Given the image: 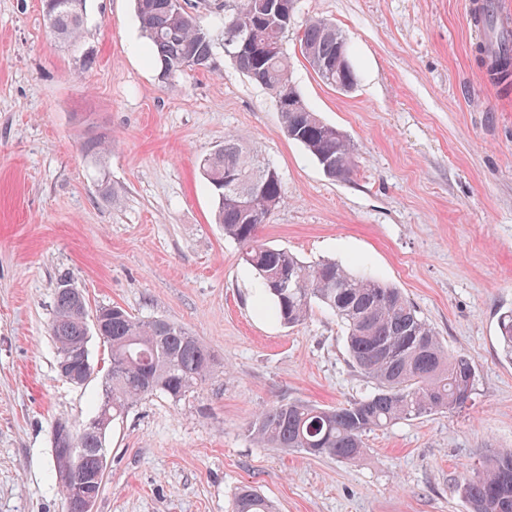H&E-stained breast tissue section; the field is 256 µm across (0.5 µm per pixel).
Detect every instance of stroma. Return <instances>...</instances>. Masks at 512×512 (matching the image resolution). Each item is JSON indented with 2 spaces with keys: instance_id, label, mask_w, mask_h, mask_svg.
Segmentation results:
<instances>
[{
  "instance_id": "1",
  "label": "stroma",
  "mask_w": 512,
  "mask_h": 512,
  "mask_svg": "<svg viewBox=\"0 0 512 512\" xmlns=\"http://www.w3.org/2000/svg\"><path fill=\"white\" fill-rule=\"evenodd\" d=\"M468 3L296 0L292 81L356 149L340 182L224 51L213 71L159 82L133 0H87L75 47L50 33L41 0H0V512H66L52 425L93 414L109 366L93 335L94 377L58 376L49 326L64 276L89 309L174 322L219 361L200 391L143 398L112 422L95 512H234L244 485L280 512H468L460 484L512 449V361L498 329L512 310V86L486 75ZM312 17L342 31L351 91L325 85L299 54ZM101 133L112 137L109 199L82 151ZM228 134L282 179L260 241L401 288L448 351L474 363L471 406L372 431L348 463L252 441L248 423L277 402L336 406L374 385L328 309L293 328L260 313L256 275L215 223L199 168Z\"/></svg>"
}]
</instances>
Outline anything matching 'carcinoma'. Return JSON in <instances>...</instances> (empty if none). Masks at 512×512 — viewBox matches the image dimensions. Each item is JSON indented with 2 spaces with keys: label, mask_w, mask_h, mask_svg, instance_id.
<instances>
[{
  "label": "carcinoma",
  "mask_w": 512,
  "mask_h": 512,
  "mask_svg": "<svg viewBox=\"0 0 512 512\" xmlns=\"http://www.w3.org/2000/svg\"><path fill=\"white\" fill-rule=\"evenodd\" d=\"M235 8L220 29L204 27L178 0H135V13L162 82L187 70L215 67L214 48L228 56L276 102L295 99L297 112L280 113L287 136L301 144L330 178L346 181L355 172V149L336 127L326 123L303 99L290 77L283 44L292 15L276 10L277 0H233ZM50 31L73 46L83 34L86 0H43ZM344 39L323 19L308 21L298 41L303 57L323 83L327 66L340 67L338 44ZM500 50L484 54L496 79H512V32L499 33ZM112 151V138L100 135L84 145L97 162ZM202 173L215 200V221L224 236L243 247L242 260L256 274L264 310L285 327L302 324L312 305L331 310L347 331L350 362L372 379L370 396L338 406L320 407L301 400L280 402L247 427L252 440L268 448L302 451L314 458L353 462L364 452V436L399 420L450 414L464 407L475 390L476 369L463 354H453L436 330L409 302L402 289L350 272L329 260L305 265L285 249L258 239L261 225L283 200L279 172L258 159L237 137L205 156ZM80 290L66 278L55 292L50 325L58 361L82 369L89 326ZM104 340L110 348L112 374L106 378L94 416L99 426L80 431L84 473L100 470L99 449L106 447L111 420L140 399L161 393L179 401L197 391L218 365L215 353L199 338L165 319L140 320L117 306L101 307ZM502 352L512 361V310L499 318ZM471 512H512V451L484 458L461 488ZM236 512H278L277 505L250 489L236 498Z\"/></svg>",
  "instance_id": "carcinoma-1"
}]
</instances>
